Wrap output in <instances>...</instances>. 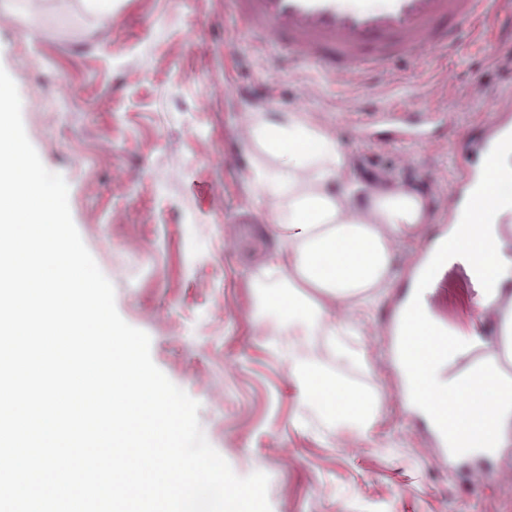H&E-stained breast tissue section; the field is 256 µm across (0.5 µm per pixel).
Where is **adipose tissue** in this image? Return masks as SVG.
Instances as JSON below:
<instances>
[{"instance_id":"ef3b65f1","label":"adipose tissue","mask_w":512,"mask_h":512,"mask_svg":"<svg viewBox=\"0 0 512 512\" xmlns=\"http://www.w3.org/2000/svg\"><path fill=\"white\" fill-rule=\"evenodd\" d=\"M248 119L253 143L276 162L256 179L259 199L268 204L269 221L283 244L256 280L259 316L276 315L292 336L326 337L341 357L368 369L366 351L346 344L356 330L336 317V307L375 302L378 290L396 284L394 244L421 235L432 221L431 202L413 186L365 182L338 138L305 113L253 112ZM364 209L372 221L361 220ZM448 241L470 253L495 287H512V257L505 256L507 244L492 228L479 224L468 232L454 224ZM271 276L287 284V295L268 289ZM426 333L422 327L398 340L396 364L420 365L427 381L449 396L453 452L475 456L512 446V379L493 389L479 380L497 373L500 357L512 359V308L503 312L493 336H470L465 348L449 345L443 364L422 357ZM284 358L305 411L323 435H371L381 412L377 388L349 384L290 349Z\"/></svg>"}]
</instances>
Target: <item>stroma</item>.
I'll list each match as a JSON object with an SVG mask.
<instances>
[{"instance_id": "stroma-1", "label": "stroma", "mask_w": 512, "mask_h": 512, "mask_svg": "<svg viewBox=\"0 0 512 512\" xmlns=\"http://www.w3.org/2000/svg\"><path fill=\"white\" fill-rule=\"evenodd\" d=\"M0 0V67L17 85L26 134L69 186L81 238L115 289L120 316L151 339L155 365L191 398L208 442L234 473L268 475L271 512H512L499 461L438 459L377 325L394 316L406 281L378 304L350 305L368 352L363 382L382 391L370 437L321 436L305 421L281 357L288 339L258 320L255 276L280 244L256 202L255 167L273 162L240 139L251 112H304L331 129L368 179L420 187L440 200L458 144L512 86V39L468 45L447 65L423 59L397 76L347 87L320 70L286 71L259 49L227 0H116L111 21L84 0ZM447 107L430 143H361L343 112L422 99Z\"/></svg>"}]
</instances>
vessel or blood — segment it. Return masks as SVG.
<instances>
[{"mask_svg":"<svg viewBox=\"0 0 512 512\" xmlns=\"http://www.w3.org/2000/svg\"><path fill=\"white\" fill-rule=\"evenodd\" d=\"M240 23L264 45L283 52L294 69L315 67L325 75L349 83L387 76L401 60L429 58L447 61L467 40L486 27L512 30V11L503 0H229ZM361 138L384 146L430 140L446 125L448 115L427 105L410 111L395 104L372 112L348 113ZM465 163L443 206L452 224H498L512 215V169L500 167L502 155L512 153V94L500 96L485 112L475 132L462 144ZM494 192L493 204L478 197ZM429 284L448 285L449 270L458 271L465 287L474 288L485 304L479 318L498 322L512 306V296H495L489 279L467 255L447 248L436 255ZM404 332L428 324L427 355L441 359L453 330L437 306L401 312ZM433 412L428 426L437 443L448 439V414L443 397L429 394Z\"/></svg>","mask_w":512,"mask_h":512,"instance_id":"vessel-or-blood-1","label":"vessel or blood"}]
</instances>
